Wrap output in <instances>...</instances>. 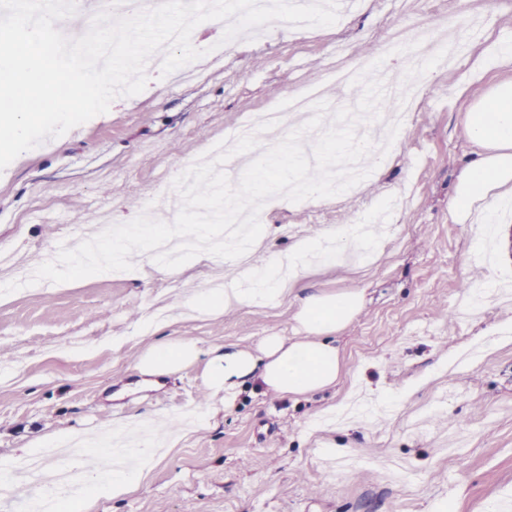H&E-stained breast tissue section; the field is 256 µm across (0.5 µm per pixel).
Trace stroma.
Instances as JSON below:
<instances>
[{
    "mask_svg": "<svg viewBox=\"0 0 512 512\" xmlns=\"http://www.w3.org/2000/svg\"><path fill=\"white\" fill-rule=\"evenodd\" d=\"M393 25L452 29L466 53L450 66L432 64L410 123L357 192L272 207L265 247L251 261L348 225L351 216L378 215L387 198L403 194L382 249L316 267L278 306L233 308L155 336L138 323L152 315L168 277L139 252L133 270L119 276L47 281L0 296V460L19 457L39 435H88L171 415L178 396L185 409L205 406L211 348L250 349L261 337L292 335L299 297L360 288L365 305L339 339L336 388L294 401L245 387L208 426L180 434L138 491L99 499L93 512H512V337H494L499 325H512V226L496 225L489 255L477 259L480 224L459 221L449 208L475 149L468 113L496 82L512 79V67L499 62L512 49V8L503 0H362L333 26L306 35L272 28L154 78L0 172V249L32 267L67 239L70 225L103 211L112 225L134 219L208 143L317 81L336 46L359 56ZM472 285L490 288L485 307L471 308ZM69 336L85 337L87 348L73 354L48 345ZM157 337L193 342L198 355L159 387L144 388L135 367ZM116 338L121 348H113ZM480 338L493 345L479 363L441 373L449 356ZM407 387L414 390L407 401L377 400ZM353 395L376 424L313 429L316 412ZM392 458L411 469L407 481L387 476Z\"/></svg>",
    "mask_w": 512,
    "mask_h": 512,
    "instance_id": "obj_1",
    "label": "stroma"
}]
</instances>
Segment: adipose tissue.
Listing matches in <instances>:
<instances>
[{"mask_svg":"<svg viewBox=\"0 0 512 512\" xmlns=\"http://www.w3.org/2000/svg\"><path fill=\"white\" fill-rule=\"evenodd\" d=\"M467 133L479 148L462 171L451 207L463 218L480 210L489 221L512 209V80L500 83L487 99L472 108ZM323 243L320 236L303 238L287 254L272 255L262 265L238 269L228 286L205 289L183 300L181 306L201 317L262 300L274 301L318 266ZM363 305L364 295L359 290L305 296L294 315L295 335L263 337L252 350L232 343L215 348L207 365L210 389L229 400L253 383L281 397L299 400L335 387L342 374L336 337ZM196 355L194 343L158 341L136 369L143 376H164ZM149 470L145 462L131 472L110 477L95 472L86 479L85 498L71 503L72 512H91L99 498L134 493Z\"/></svg>","mask_w":512,"mask_h":512,"instance_id":"ef3b65f1","label":"adipose tissue"}]
</instances>
